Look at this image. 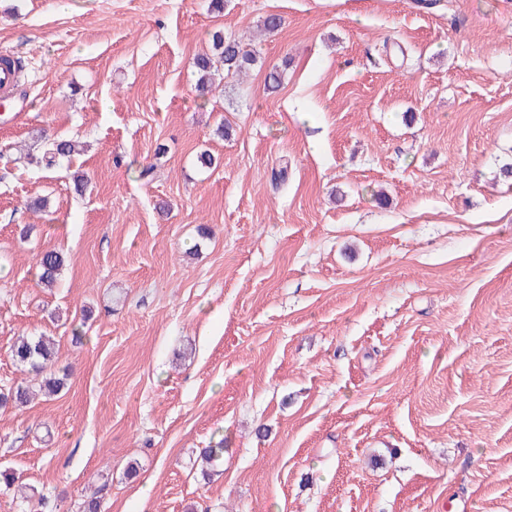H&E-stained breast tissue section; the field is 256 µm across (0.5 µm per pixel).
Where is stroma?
<instances>
[{
    "label": "stroma",
    "instance_id": "obj_1",
    "mask_svg": "<svg viewBox=\"0 0 512 512\" xmlns=\"http://www.w3.org/2000/svg\"><path fill=\"white\" fill-rule=\"evenodd\" d=\"M217 31L261 63L202 99ZM0 54V385L70 369L0 466L51 512H512V0H0ZM193 67L198 74L197 89L200 91V95L204 96L209 92L213 76L218 70H214L215 63L207 54L194 58ZM36 264L40 271V281L49 286L56 282L64 264V258L60 253L49 250L38 256ZM11 356L21 370L39 382V388L45 394L54 395L64 386L68 375L59 378L50 371L57 352L48 336H23L11 347Z\"/></svg>",
    "mask_w": 512,
    "mask_h": 512
}]
</instances>
